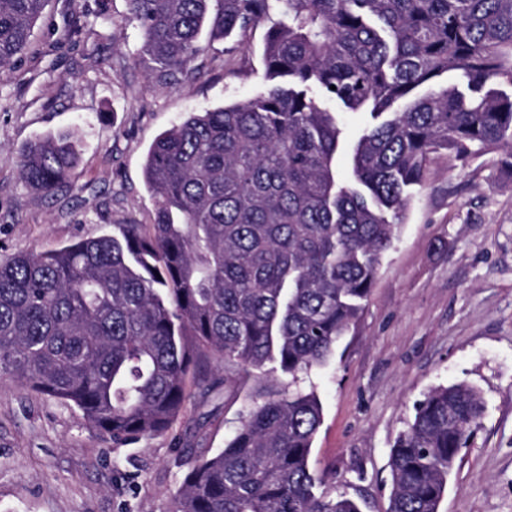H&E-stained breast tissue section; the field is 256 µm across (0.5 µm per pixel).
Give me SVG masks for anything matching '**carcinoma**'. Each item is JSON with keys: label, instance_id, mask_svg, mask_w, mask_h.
Wrapping results in <instances>:
<instances>
[{"label": "carcinoma", "instance_id": "carcinoma-1", "mask_svg": "<svg viewBox=\"0 0 512 512\" xmlns=\"http://www.w3.org/2000/svg\"><path fill=\"white\" fill-rule=\"evenodd\" d=\"M46 2L0 0L1 72ZM128 4L156 81L198 75L202 32L261 25L268 84L155 138L144 167L152 223L0 263V377L77 407L122 443L169 430L210 354L278 372L288 388L250 405L224 448L190 468L173 512H361L310 469L322 404L300 376L328 364L359 320L431 155L467 164L499 151L512 167V95L430 87L457 70L478 88L512 86V0ZM327 101L374 124L349 147ZM80 161L73 135L37 137L18 155L23 183L43 194ZM484 411L464 383L415 404L390 449L388 512H439Z\"/></svg>", "mask_w": 512, "mask_h": 512}]
</instances>
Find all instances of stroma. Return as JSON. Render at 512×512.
I'll return each mask as SVG.
<instances>
[{"label": "stroma", "mask_w": 512, "mask_h": 512, "mask_svg": "<svg viewBox=\"0 0 512 512\" xmlns=\"http://www.w3.org/2000/svg\"><path fill=\"white\" fill-rule=\"evenodd\" d=\"M264 32L212 43L197 77L169 86L137 63L127 0H49L28 52L0 72V262L151 223V144L188 113L262 87ZM74 130L82 161L68 183L27 189L20 148ZM460 382L486 409L439 512H512V169L496 152L464 167L429 161L357 326L303 379L322 402L310 467L325 491L386 512L395 438L427 391ZM279 388L211 358L166 434L117 445L77 408L0 380V512H172L190 463L223 448L246 407Z\"/></svg>", "instance_id": "1"}]
</instances>
